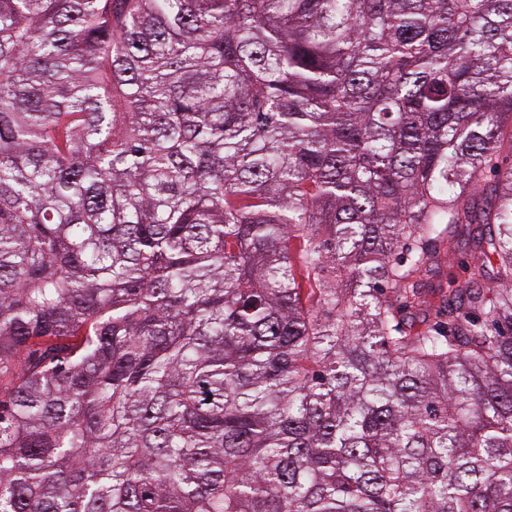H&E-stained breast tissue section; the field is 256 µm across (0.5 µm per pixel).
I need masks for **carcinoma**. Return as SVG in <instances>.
<instances>
[{"mask_svg":"<svg viewBox=\"0 0 512 512\" xmlns=\"http://www.w3.org/2000/svg\"><path fill=\"white\" fill-rule=\"evenodd\" d=\"M0 512H512V0H0ZM435 269L429 279L426 280L423 289L433 294L437 288H446V279L451 277H463L466 275V265L468 262L471 247L465 240H461L459 245L449 248L448 244L437 246L435 248ZM432 295L431 299L437 300Z\"/></svg>","mask_w":512,"mask_h":512,"instance_id":"obj_1","label":"carcinoma"}]
</instances>
